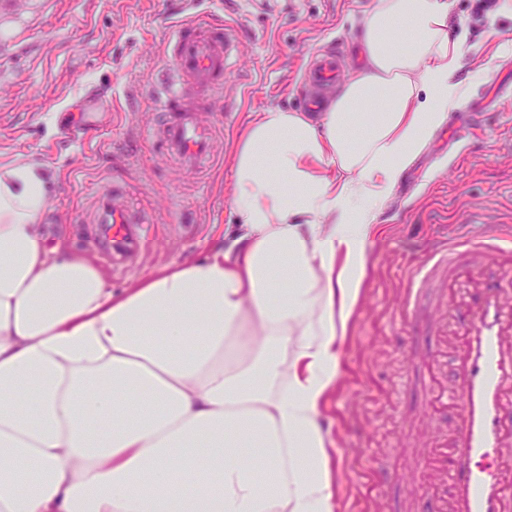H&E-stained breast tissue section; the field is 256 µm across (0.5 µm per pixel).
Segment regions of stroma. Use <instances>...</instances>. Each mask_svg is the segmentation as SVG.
Masks as SVG:
<instances>
[{"instance_id":"stroma-1","label":"stroma","mask_w":512,"mask_h":512,"mask_svg":"<svg viewBox=\"0 0 512 512\" xmlns=\"http://www.w3.org/2000/svg\"><path fill=\"white\" fill-rule=\"evenodd\" d=\"M462 42L465 104L450 110L433 142L385 204L367 244L361 300L344 347L343 379L324 411L336 443L341 512H422L403 474L414 467L428 419L446 409L415 372L435 336L410 338L401 314L410 272L436 239L478 240L512 226V14L500 0H450ZM374 0H23L21 18L0 12V165L34 158L55 175L42 220L50 249L86 253L94 231L90 192L127 184L122 201L154 223L134 266L93 258L112 290L173 260L198 258L234 230L233 155L247 124L270 109L304 111L313 59L335 54L342 78L358 67L355 21ZM243 29L224 90L204 100L217 127L215 158L181 170L142 135L157 124L152 93L168 77L163 37L188 16ZM234 103L232 120L224 106ZM395 473L379 485L377 470Z\"/></svg>"}]
</instances>
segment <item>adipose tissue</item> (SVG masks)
Masks as SVG:
<instances>
[{
	"label": "adipose tissue",
	"instance_id": "1",
	"mask_svg": "<svg viewBox=\"0 0 512 512\" xmlns=\"http://www.w3.org/2000/svg\"><path fill=\"white\" fill-rule=\"evenodd\" d=\"M355 44L320 114L248 123L232 247L123 291L46 250L49 166H0V512H334L366 244L465 96L448 0H376Z\"/></svg>",
	"mask_w": 512,
	"mask_h": 512
}]
</instances>
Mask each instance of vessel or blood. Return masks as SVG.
Wrapping results in <instances>:
<instances>
[{
    "label": "vessel or blood",
    "instance_id": "1",
    "mask_svg": "<svg viewBox=\"0 0 512 512\" xmlns=\"http://www.w3.org/2000/svg\"><path fill=\"white\" fill-rule=\"evenodd\" d=\"M239 31L232 22L191 16L166 37L172 77L155 95L165 118L142 136L187 170L214 162V129L201 119L198 97L223 90ZM120 198L112 186L98 187L97 230L87 244L123 272L143 253L150 224ZM499 238L496 245L447 243L430 257L425 284L436 303V342L423 359L433 383L444 358L453 359L456 373L444 393L456 417L434 428L423 451L425 473L414 490L425 512H512V230Z\"/></svg>",
    "mask_w": 512,
    "mask_h": 512
}]
</instances>
